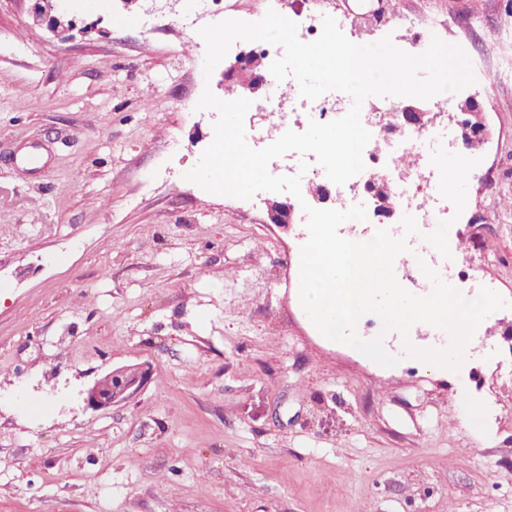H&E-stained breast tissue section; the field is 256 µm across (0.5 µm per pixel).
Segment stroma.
Returning <instances> with one entry per match:
<instances>
[{"label":"stroma","mask_w":512,"mask_h":512,"mask_svg":"<svg viewBox=\"0 0 512 512\" xmlns=\"http://www.w3.org/2000/svg\"><path fill=\"white\" fill-rule=\"evenodd\" d=\"M368 44L439 37L467 54L491 129L448 232L465 297L493 285L464 377L376 364L321 335L299 299L295 221L266 192L184 175L214 139L223 66L150 0H68L76 30L0 0V512H512V0H329ZM148 371L93 409L94 381ZM482 404L484 431L464 425ZM267 208V217L270 223L288 225L292 224L294 209L288 200L279 201L278 199H267L265 202ZM134 369V370H133ZM145 371L138 365H123L113 368L96 380L86 392L88 405L103 409L124 403L142 388Z\"/></svg>","instance_id":"35a3bbf8"}]
</instances>
